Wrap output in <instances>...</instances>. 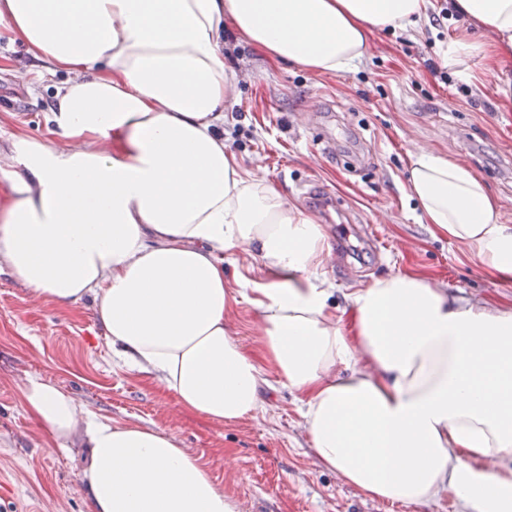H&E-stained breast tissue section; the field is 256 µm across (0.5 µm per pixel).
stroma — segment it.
I'll use <instances>...</instances> for the list:
<instances>
[{
  "mask_svg": "<svg viewBox=\"0 0 512 512\" xmlns=\"http://www.w3.org/2000/svg\"><path fill=\"white\" fill-rule=\"evenodd\" d=\"M449 14L440 25L381 31L351 70L316 74L270 59L224 26V63L235 81L224 103V144L322 225L335 263L322 274L334 306L373 279L418 273L474 300L512 305V280L491 274L467 247L433 232L409 197L415 147L424 146L478 176L512 225V104L482 60L472 81L434 77L427 60L467 29ZM22 46L0 38V141L42 137L56 83L10 67ZM260 312L242 301L227 321L258 363ZM49 381L91 414L119 424L157 426L203 456L240 512H455L451 498L403 506L364 496L316 464L287 388L233 424L180 408L172 396L118 363L92 300L60 306L36 299L0 269V512H89L81 437L55 447L23 409L27 378Z\"/></svg>",
  "mask_w": 512,
  "mask_h": 512,
  "instance_id": "stroma-1",
  "label": "stroma"
}]
</instances>
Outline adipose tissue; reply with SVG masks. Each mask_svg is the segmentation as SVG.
<instances>
[{
	"label": "adipose tissue",
	"mask_w": 512,
	"mask_h": 512,
	"mask_svg": "<svg viewBox=\"0 0 512 512\" xmlns=\"http://www.w3.org/2000/svg\"><path fill=\"white\" fill-rule=\"evenodd\" d=\"M431 0H0V37L23 45L55 93L48 138L0 143V268L35 297L92 299L118 361L220 423L293 392L312 454L363 495L457 512H512V306L474 302L420 274L374 280L332 308L318 275L323 228L227 151L232 23L268 57L336 74L369 34L427 20ZM492 36L441 49L468 74L512 67V0H451ZM409 193L435 231L512 277V225L475 174L431 152ZM255 254L267 278L233 292L224 256ZM256 307L268 360L232 336L237 299ZM23 406L51 440L82 434L90 512H239L210 465L157 427L82 417L30 378Z\"/></svg>",
	"instance_id": "adipose-tissue-1"
}]
</instances>
